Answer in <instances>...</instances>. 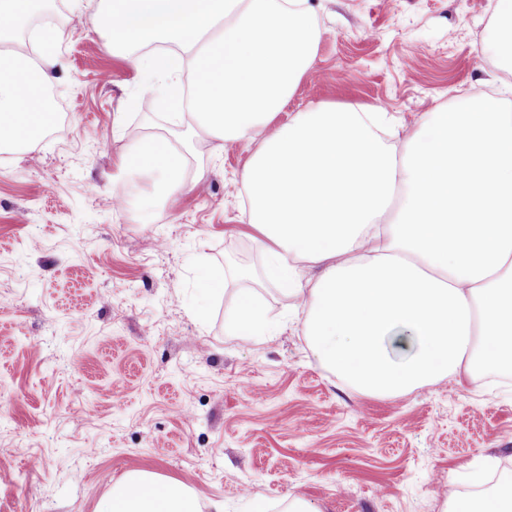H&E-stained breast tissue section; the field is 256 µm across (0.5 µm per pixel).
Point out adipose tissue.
Segmentation results:
<instances>
[{"label":"adipose tissue","mask_w":512,"mask_h":512,"mask_svg":"<svg viewBox=\"0 0 512 512\" xmlns=\"http://www.w3.org/2000/svg\"><path fill=\"white\" fill-rule=\"evenodd\" d=\"M45 0H0V147L31 148L54 114L56 59L18 62L11 43ZM113 50L142 85L190 71L166 95L180 144L146 135L123 160L130 181L157 180L147 204L192 189L190 140L257 137L242 175L249 221L267 241V278L298 298L321 367L358 393L396 395L443 376L512 364V113L466 100L430 113L401 147L383 112L318 105L263 130L311 68L322 30L302 0H99ZM322 268L302 283L295 263ZM98 512H202L184 486L133 472ZM448 512H512V473Z\"/></svg>","instance_id":"obj_1"}]
</instances>
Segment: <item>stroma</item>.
Returning a JSON list of instances; mask_svg holds the SVG:
<instances>
[{
  "mask_svg": "<svg viewBox=\"0 0 512 512\" xmlns=\"http://www.w3.org/2000/svg\"><path fill=\"white\" fill-rule=\"evenodd\" d=\"M323 31L311 70L265 135L317 104L382 103L399 134L450 90L497 91L495 0H306ZM49 0L15 50L52 51L54 125L0 151V512H97L134 471L183 484L203 512H445L476 468L512 471V371L354 393L312 358L296 300L267 281L241 178L254 141L198 133L188 191L146 223L117 211L130 144L175 129L91 23ZM265 308L252 339L225 328L241 291ZM121 402H114V393Z\"/></svg>",
  "mask_w": 512,
  "mask_h": 512,
  "instance_id": "1",
  "label": "stroma"
}]
</instances>
